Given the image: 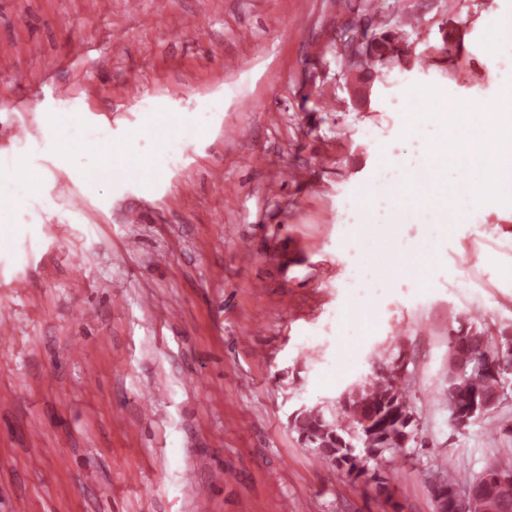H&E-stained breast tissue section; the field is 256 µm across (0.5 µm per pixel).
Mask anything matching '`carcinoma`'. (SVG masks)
<instances>
[{"instance_id":"carcinoma-1","label":"carcinoma","mask_w":512,"mask_h":512,"mask_svg":"<svg viewBox=\"0 0 512 512\" xmlns=\"http://www.w3.org/2000/svg\"><path fill=\"white\" fill-rule=\"evenodd\" d=\"M407 364L381 369L375 378L349 390L339 405L325 412L320 407L298 411L291 426L304 442L344 470L352 479L367 475V459L402 455L414 440L409 386L403 378ZM512 374V337L474 327L448 335V375L442 390L453 426L465 431L498 406L504 396L507 375ZM458 481L453 461L437 465L434 498L440 512H452ZM471 491L489 493L512 512V452L488 462L470 482Z\"/></svg>"}]
</instances>
